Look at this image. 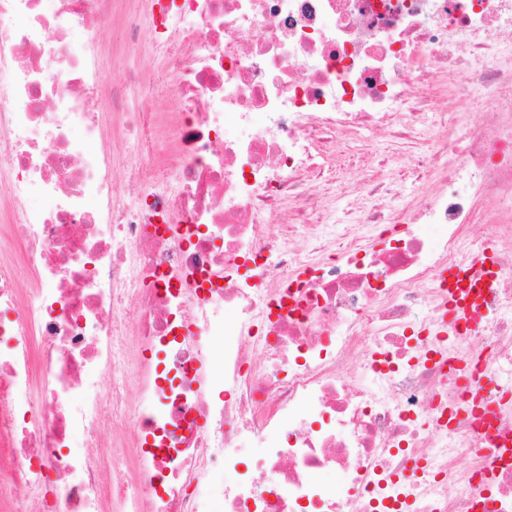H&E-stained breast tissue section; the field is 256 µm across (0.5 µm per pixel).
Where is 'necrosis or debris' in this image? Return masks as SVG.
<instances>
[{
	"mask_svg": "<svg viewBox=\"0 0 512 512\" xmlns=\"http://www.w3.org/2000/svg\"><path fill=\"white\" fill-rule=\"evenodd\" d=\"M110 3L0 0L6 512H214L218 472L225 512H512V0H145L176 107L112 110L139 151L169 139L172 184L129 169L125 200L90 50ZM369 129L418 147L337 210L325 165ZM489 254L454 323L445 272Z\"/></svg>",
	"mask_w": 512,
	"mask_h": 512,
	"instance_id": "necrosis-or-debris-1",
	"label": "necrosis or debris"
}]
</instances>
